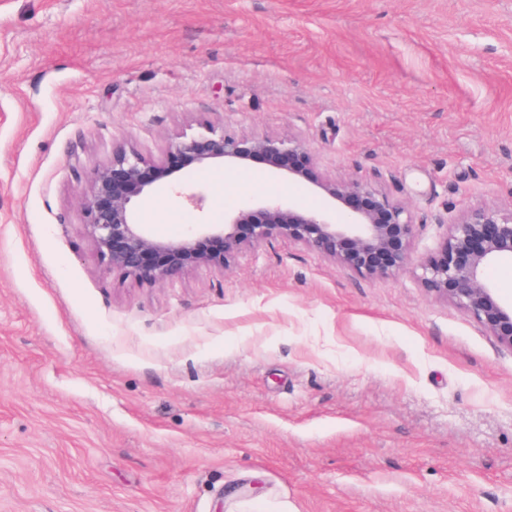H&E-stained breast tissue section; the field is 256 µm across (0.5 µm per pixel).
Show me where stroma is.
<instances>
[{"mask_svg": "<svg viewBox=\"0 0 512 512\" xmlns=\"http://www.w3.org/2000/svg\"><path fill=\"white\" fill-rule=\"evenodd\" d=\"M206 126L405 203L409 263L105 270L90 173ZM186 184L139 222L327 205L258 162ZM474 207L512 208V0H0V512H512V348L419 280Z\"/></svg>", "mask_w": 512, "mask_h": 512, "instance_id": "obj_1", "label": "stroma"}]
</instances>
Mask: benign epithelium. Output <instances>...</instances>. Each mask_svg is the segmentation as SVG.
<instances>
[{
	"mask_svg": "<svg viewBox=\"0 0 512 512\" xmlns=\"http://www.w3.org/2000/svg\"><path fill=\"white\" fill-rule=\"evenodd\" d=\"M262 161L267 171L312 187L332 211L291 199L248 198L224 211L222 224H193L178 238H161L138 222L137 202L183 186L182 171L244 169ZM80 205L89 241L108 270L147 284H165L198 269L225 272L237 257L273 240L297 242L361 276L391 275L409 260L415 224L408 209L359 182L321 172L298 137L227 134L212 128L169 139L158 155L132 143L112 147L95 168ZM512 260V210L473 208L449 226L437 251L421 264L422 287L471 314L496 340L512 348V303L503 302L488 269Z\"/></svg>",
	"mask_w": 512,
	"mask_h": 512,
	"instance_id": "benign-epithelium-1",
	"label": "benign epithelium"
}]
</instances>
